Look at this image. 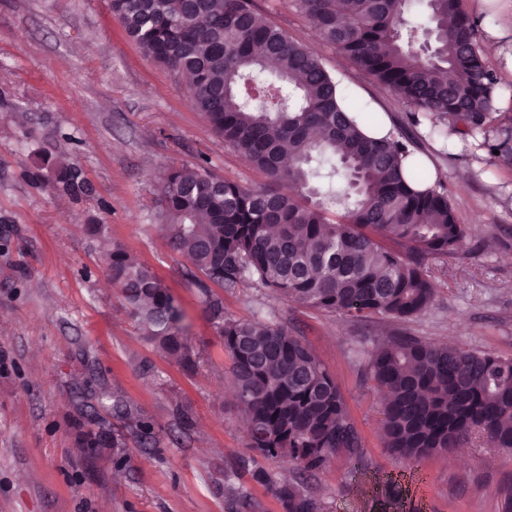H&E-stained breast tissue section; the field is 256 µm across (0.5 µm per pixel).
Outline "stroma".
Instances as JSON below:
<instances>
[{"label":"stroma","instance_id":"stroma-1","mask_svg":"<svg viewBox=\"0 0 512 512\" xmlns=\"http://www.w3.org/2000/svg\"><path fill=\"white\" fill-rule=\"evenodd\" d=\"M257 10L340 71L353 97L378 84L294 8ZM484 31L512 45V0H463ZM49 153L77 165L74 195L38 170ZM207 160L245 186L263 175L191 105L184 81L129 40L109 0H0V512H284L268 484L300 485L316 512H501L512 455L477 441L459 457L411 464L383 446L381 404L354 360L360 337L409 334L512 358V167L474 176L463 144L434 154L466 229L460 253L427 264L433 305L407 320L362 324L259 288L221 290L230 316L275 314L334 375L362 439L309 476L249 447L234 375L187 260L160 229V172ZM101 224L163 280L185 314L197 368L187 372L142 337L100 260ZM150 372H143V364ZM153 426L141 445L112 410ZM125 434V462L85 433Z\"/></svg>","mask_w":512,"mask_h":512}]
</instances>
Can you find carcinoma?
I'll use <instances>...</instances> for the list:
<instances>
[{
	"mask_svg": "<svg viewBox=\"0 0 512 512\" xmlns=\"http://www.w3.org/2000/svg\"><path fill=\"white\" fill-rule=\"evenodd\" d=\"M462 0H294L296 9L386 92L404 100L413 127L375 139L383 115L357 102L321 58L292 39L252 0H110L126 36L166 69L186 78L190 101L224 143L264 174L257 187L214 175L202 163L169 167L159 186L171 248L184 254L212 326L232 362L236 404L249 447L308 472L354 455L361 438L333 375L308 344L275 318L228 317L214 288L251 284L298 305L356 321L410 319L434 303L426 261L458 254L464 227L447 191H417L432 171L402 169L421 142L460 138L492 166L512 165L497 141L501 78L479 49L478 21ZM423 10L434 53L413 41L406 14ZM454 25L448 26V18ZM291 161H281L283 146ZM345 180L341 214L334 196L312 186L319 168ZM64 191L85 188L78 168L41 158ZM102 260L143 338L193 370L183 311L164 282L118 243ZM382 401L384 448L419 461L483 438L512 452V358L462 345L395 336L361 346ZM142 438L152 424L115 404ZM284 512H315L294 484L258 470Z\"/></svg>",
	"mask_w": 512,
	"mask_h": 512,
	"instance_id": "1",
	"label": "carcinoma"
}]
</instances>
